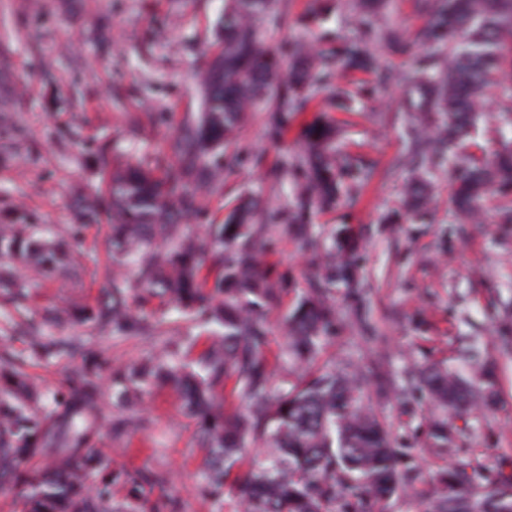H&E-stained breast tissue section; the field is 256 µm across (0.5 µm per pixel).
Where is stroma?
<instances>
[{
	"label": "stroma",
	"instance_id": "stroma-1",
	"mask_svg": "<svg viewBox=\"0 0 512 512\" xmlns=\"http://www.w3.org/2000/svg\"><path fill=\"white\" fill-rule=\"evenodd\" d=\"M351 0H276L259 24L272 48L310 41L306 27L351 36ZM226 0H0V224L27 214L32 224H69L75 193L94 189L111 157V145L139 158L166 150L170 139L202 110L198 73L217 48L216 25ZM108 18L106 43L96 28ZM366 77L344 78L346 94L316 91L305 120L325 114L341 130L347 158L342 183L350 192L332 210H311L316 247L305 248L284 233L276 216L294 200V177L286 164L302 151L301 126L273 138L268 114L274 101L258 106L232 149L238 154L224 177V190L205 201L210 221L222 223L239 200L255 195L274 214L267 232L275 242L268 259L284 280L265 353L281 358L285 330L280 321L305 294L320 285L331 237L351 228L361 282L333 289L336 331L325 341L321 362L371 370L390 379V395L369 385L366 406L382 420L392 442L417 466V477L389 504V512H425L436 471L446 456L429 453L424 430L431 407L409 381L433 364L472 378L465 353L479 347L495 368L491 406L450 416L462 456L492 478H512V224L500 223L488 202L478 224L457 223L450 205L454 180L437 173L426 222L382 216L402 202L406 178L399 162L405 148L400 103L405 89L392 83L376 96L356 95ZM371 172L363 180V172ZM107 228L90 225L84 236L85 273L74 285L61 277L34 278L29 304L40 314L79 302L99 301L112 275L104 241ZM56 335L92 337L120 363L138 360L152 348L139 340L112 338L77 323L55 327ZM27 349L25 325L7 290H0V357ZM140 410L150 429L113 440L110 423L121 407L100 405L97 445L115 465L161 474L141 503V512L174 502L176 512H215L200 492L207 468L195 423L179 410L167 389L151 390Z\"/></svg>",
	"mask_w": 512,
	"mask_h": 512
}]
</instances>
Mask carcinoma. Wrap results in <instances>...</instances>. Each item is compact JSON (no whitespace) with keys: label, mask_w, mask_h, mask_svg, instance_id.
Instances as JSON below:
<instances>
[{"label":"carcinoma","mask_w":512,"mask_h":512,"mask_svg":"<svg viewBox=\"0 0 512 512\" xmlns=\"http://www.w3.org/2000/svg\"><path fill=\"white\" fill-rule=\"evenodd\" d=\"M273 0H229L217 24L220 52L201 79L205 111L179 131L172 157L128 160L113 168L105 188L82 196L79 220L56 236L36 224L0 226V287L15 295V308L28 314L29 281L6 264L21 261L44 275L79 279L83 263L76 252L90 224L107 219L112 264L132 272L112 275L103 298L92 310L56 313L58 322H90L123 339H145L169 322L171 314L203 330L202 336H170L157 355L116 363L82 336L59 339L27 334L25 357L0 359V481L18 489L20 512H138L145 486L163 481L158 474L114 467L95 445L97 411L105 395L128 404L164 385L178 394L184 413L195 421L209 453L203 496L224 506L227 487L237 486V503L247 512H377L416 467L405 463L384 423L363 402L367 378L347 367L327 366L276 386L265 355L268 313L279 302L281 285L261 257L272 251L266 225L257 223L253 201H240L222 224L205 225V234L185 220L205 216L203 194L224 189V148L236 139L240 123L257 100L271 90L276 111L270 122L288 130L306 111L312 92L333 83L338 70L363 72L383 87L400 79L419 98L417 116L402 168L409 177L402 208L413 215L426 210L428 186L438 170L456 174L452 205L466 224L478 217L482 202L493 197L500 222L512 224V0H419L427 22L419 30L420 51L402 77L381 67L371 51L375 42L392 53L408 45L401 31L384 20L385 0H359L351 17L357 34L329 57L305 42L288 48L293 62L283 78L279 55L262 39L256 20ZM501 87L493 113L478 102L484 91ZM499 133L491 157L476 161L461 151L478 123ZM306 151L289 164L299 172L295 203L282 215L286 230L304 245H315L307 216L312 206L331 207L341 196L346 160L336 154V129L321 119L305 125ZM337 255L324 266L325 288H355L359 269L350 232L334 239ZM146 293L163 306L154 319L131 312L128 299ZM336 319L325 294L304 297L288 315L286 361L310 364ZM81 353L45 395L25 369L28 361L50 363ZM486 393L477 395L462 376L437 366L417 374V388L443 415L429 421L426 447L453 455L456 435L446 412L467 409L493 397V373L482 366ZM233 384L248 406L231 414L215 402L217 392ZM146 427L137 416L112 421V437L122 439ZM262 448L256 465L239 480L233 468L246 442ZM52 454L46 472L28 467L38 455ZM428 512H512V485L482 477L455 458L436 476Z\"/></svg>","instance_id":"obj_1"}]
</instances>
